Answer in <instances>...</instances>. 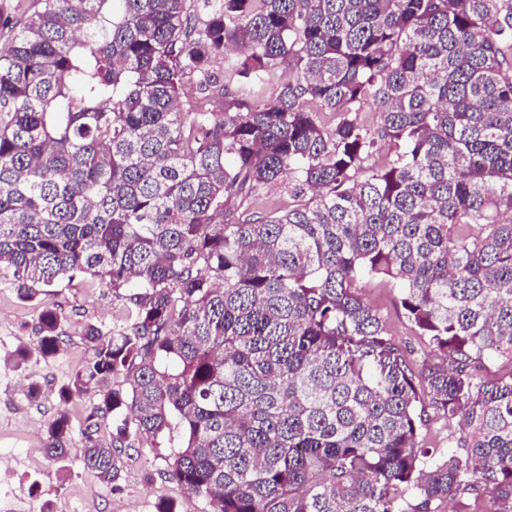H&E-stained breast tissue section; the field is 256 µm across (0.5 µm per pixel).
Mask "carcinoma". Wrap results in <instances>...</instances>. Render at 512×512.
Returning a JSON list of instances; mask_svg holds the SVG:
<instances>
[{
    "label": "carcinoma",
    "instance_id": "obj_1",
    "mask_svg": "<svg viewBox=\"0 0 512 512\" xmlns=\"http://www.w3.org/2000/svg\"><path fill=\"white\" fill-rule=\"evenodd\" d=\"M187 2L42 0L0 48V272L39 324L14 367L66 343L45 289L89 275L124 303L58 391L97 396L82 446L61 410L45 452L110 484L131 413L212 512L512 504V373L482 375L512 363V0ZM189 78L206 103L182 105ZM285 181L288 212L227 220ZM376 276L428 338L418 373ZM425 395L462 415L461 453L418 445ZM363 295L385 321L393 338L408 351V361L417 373L421 365L431 359L428 340L416 333L401 307L396 286L385 279L366 280ZM500 501L491 495L484 494L479 497L471 494H462L446 503L444 512H500L504 509Z\"/></svg>",
    "mask_w": 512,
    "mask_h": 512
}]
</instances>
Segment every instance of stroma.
I'll return each mask as SVG.
<instances>
[{
	"label": "stroma",
	"instance_id": "1",
	"mask_svg": "<svg viewBox=\"0 0 512 512\" xmlns=\"http://www.w3.org/2000/svg\"><path fill=\"white\" fill-rule=\"evenodd\" d=\"M363 295L378 310L391 336L407 350L413 369H420L431 358L428 341L408 321L396 286L381 278L371 279L365 281ZM44 300L75 316L67 328L66 346L54 358L35 357L25 368L14 369L11 361L16 351L33 348L38 340V318L30 305L17 298L11 273L0 275V443L21 462L14 472L15 483L40 501L52 503L58 512H150L163 502L172 503L176 512H208L205 500L169 479L168 448L152 447L144 438L117 449L118 477L108 486L91 479L79 455H71L62 467L45 460L42 439L48 421L58 410H65L73 427L72 442L81 446L83 419L97 401L90 393L65 404L58 397L59 388L87 357L80 323L112 324L124 308L111 289L93 277L76 288L53 287ZM34 381L41 386L35 399L27 393L28 383ZM418 411L421 445L445 455L456 453L462 420L447 418L427 403Z\"/></svg>",
	"mask_w": 512,
	"mask_h": 512
}]
</instances>
